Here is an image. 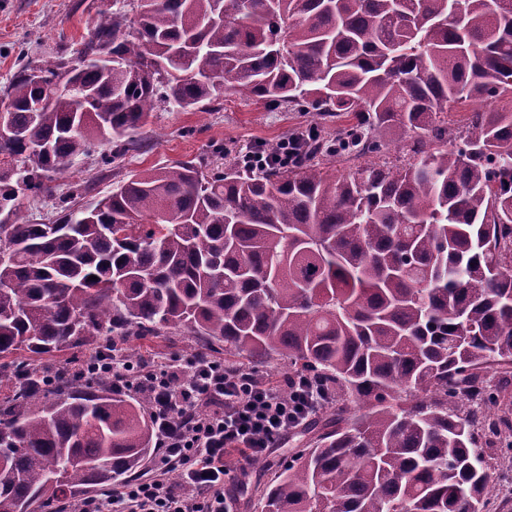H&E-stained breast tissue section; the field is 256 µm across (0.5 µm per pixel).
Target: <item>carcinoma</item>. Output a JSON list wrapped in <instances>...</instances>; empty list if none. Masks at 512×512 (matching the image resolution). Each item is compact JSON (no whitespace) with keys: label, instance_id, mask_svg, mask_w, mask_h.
Here are the masks:
<instances>
[{"label":"carcinoma","instance_id":"carcinoma-1","mask_svg":"<svg viewBox=\"0 0 512 512\" xmlns=\"http://www.w3.org/2000/svg\"><path fill=\"white\" fill-rule=\"evenodd\" d=\"M226 90L315 98L318 122L286 166L177 160L88 206L74 187L52 224L23 216L45 174L102 145L110 164L156 108ZM1 95L0 512H57L154 450L147 396L42 356L174 332L332 393L261 512H484L512 462V0H137L99 10L81 48L19 59ZM387 131L408 163L329 164L383 152Z\"/></svg>","mask_w":512,"mask_h":512}]
</instances>
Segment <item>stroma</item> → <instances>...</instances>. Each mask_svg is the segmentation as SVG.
Returning a JSON list of instances; mask_svg holds the SVG:
<instances>
[{
	"label": "stroma",
	"instance_id": "1",
	"mask_svg": "<svg viewBox=\"0 0 512 512\" xmlns=\"http://www.w3.org/2000/svg\"><path fill=\"white\" fill-rule=\"evenodd\" d=\"M130 0H0V85L15 70L18 54L38 59L62 49L80 48L87 40L99 10L127 8ZM314 112H294L266 105L245 93L229 91L221 108L177 110L160 108L137 136L124 157L100 165L98 153L79 159L62 175L49 181L48 193L23 201V214L32 223H51L56 202L73 185H86L81 204H90L111 193L121 181L140 170L175 160H188L223 145L229 156L264 145H275L295 129L315 125ZM198 345L189 336H163L122 344L124 354L136 363L151 366L157 356L186 358ZM303 445L297 432H289L284 446L273 448L263 465L246 463L234 470L231 481L238 499L235 512H261L260 492L278 463Z\"/></svg>",
	"mask_w": 512,
	"mask_h": 512
}]
</instances>
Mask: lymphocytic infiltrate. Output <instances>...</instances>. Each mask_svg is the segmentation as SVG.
Segmentation results:
<instances>
[{
  "instance_id": "lymphocytic-infiltrate-1",
  "label": "lymphocytic infiltrate",
  "mask_w": 512,
  "mask_h": 512,
  "mask_svg": "<svg viewBox=\"0 0 512 512\" xmlns=\"http://www.w3.org/2000/svg\"><path fill=\"white\" fill-rule=\"evenodd\" d=\"M90 365L111 377L114 391L151 399L158 464L120 494L85 498L79 512H234V493L224 485L231 451L248 461L267 456L328 397L303 377L284 391L198 354L158 361L136 375L110 352L97 353Z\"/></svg>"
}]
</instances>
